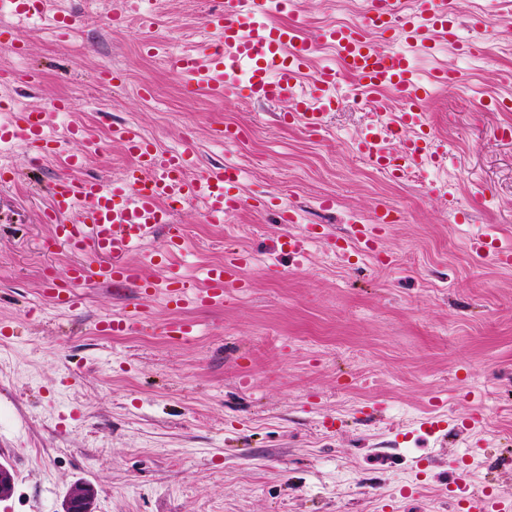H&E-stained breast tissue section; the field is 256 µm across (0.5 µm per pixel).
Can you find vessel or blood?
<instances>
[{
    "instance_id": "vessel-or-blood-1",
    "label": "vessel or blood",
    "mask_w": 512,
    "mask_h": 512,
    "mask_svg": "<svg viewBox=\"0 0 512 512\" xmlns=\"http://www.w3.org/2000/svg\"><path fill=\"white\" fill-rule=\"evenodd\" d=\"M270 0H222L218 11L205 24L214 36L190 51L169 55L173 69L184 74L194 86L227 98L247 91L257 101L288 105L289 123L316 132L325 124L324 104L336 86V71L320 68L313 79V96L297 94L306 77L314 43L301 40L295 28H272L264 16ZM48 0H0V19L29 15L45 16ZM452 0H371L358 24L330 26L322 30L319 42L332 47L345 71L354 75L362 92L376 96L393 91L407 102L405 110L388 114L358 140L357 148L369 165L379 171L399 174L432 161L436 153L425 130L422 101L430 87H456L460 80L448 69H437L428 84L414 77L407 55L374 45L369 35L399 29L404 41L424 47L434 39L454 40L457 22ZM48 116L37 109L14 113L10 125L0 126V141H22L40 157L57 153L58 140L47 133ZM113 142L120 144L133 162L119 184L104 177L64 175L50 189L45 214L55 238L72 248H92L103 258L95 266L78 264L68 269L62 283L52 292L56 306L72 309L80 300V288L94 282L116 284L139 280L144 295H152L158 283L140 279L129 255L149 236L165 231L157 258L183 250L184 242L173 223L177 204L202 201L209 222L220 224L243 203L238 193V175L228 165L215 164L200 175L190 176L195 149L184 143L177 151L160 149L140 129L129 123L113 124ZM399 137L400 150H392L391 137ZM473 253L510 265L512 255L503 254L494 241L475 238ZM243 255H234L210 266L202 289L189 291L185 283L168 278L166 295L175 306L215 307L223 304L224 293L241 285Z\"/></svg>"
}]
</instances>
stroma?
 Masks as SVG:
<instances>
[{"label": "stroma", "mask_w": 512, "mask_h": 512, "mask_svg": "<svg viewBox=\"0 0 512 512\" xmlns=\"http://www.w3.org/2000/svg\"><path fill=\"white\" fill-rule=\"evenodd\" d=\"M366 0H300L297 24L314 42L322 29L357 22ZM215 0H58L74 22L15 29L0 49V102L53 111L56 128L78 125L103 143L80 172L119 180L129 159L112 123L131 121L160 148L191 139L193 174L232 162L239 192L267 196L300 215L243 207L209 223L201 203L174 221L185 247L156 264L153 241L129 260L143 277L178 272L194 287L226 250L251 254L244 287L218 307L168 305L137 283L92 284L77 309L55 308L48 279L82 261L52 243L44 220L49 188L79 151L64 142L51 159L0 146V464L14 489L0 512H62L70 488L93 485L95 512H455L453 463L467 458L470 490L512 502V266L479 259L471 236L512 247V0H455L462 22L483 17L463 44L438 42L420 72L442 65L464 76L425 103L426 130L445 163L395 179L369 166L357 138L376 124L357 100L354 77L316 135L288 124L283 104L244 94L218 99L192 88L148 54L140 12H159L160 37L179 50L200 41ZM123 19L112 22V14ZM241 128L234 145L216 136ZM389 222L371 255L336 250L352 225ZM312 232L305 258L285 235ZM141 311L130 335L104 336L106 317ZM193 322L186 338L167 335ZM444 418L445 432L428 420Z\"/></svg>", "instance_id": "35a3bbf8"}]
</instances>
